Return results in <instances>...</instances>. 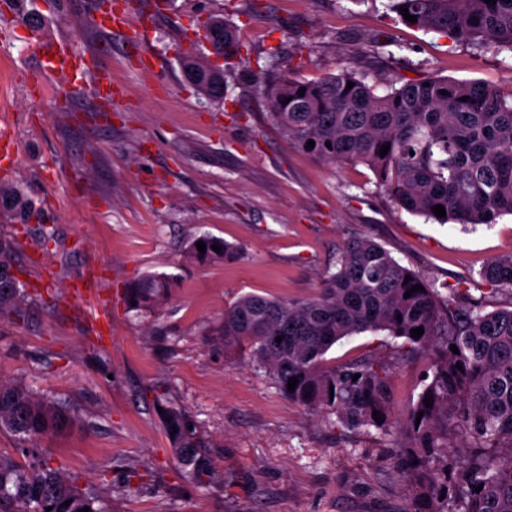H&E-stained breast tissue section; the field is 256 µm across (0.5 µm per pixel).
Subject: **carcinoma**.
I'll return each mask as SVG.
<instances>
[{
  "instance_id": "1",
  "label": "carcinoma",
  "mask_w": 512,
  "mask_h": 512,
  "mask_svg": "<svg viewBox=\"0 0 512 512\" xmlns=\"http://www.w3.org/2000/svg\"><path fill=\"white\" fill-rule=\"evenodd\" d=\"M401 6L417 16L416 23L404 20ZM388 7L405 25L476 49L512 50V0H390ZM204 38L212 53H224L225 68L240 56L236 29L224 17L207 22ZM269 66L279 70L267 87L269 116L296 147L330 163L366 165L394 204L439 224H492L512 214V101L497 90L427 78L378 94L347 70L317 81L295 79L279 68L275 51ZM182 68L205 99L224 98V72L194 57L183 58ZM349 82L354 83L350 89ZM387 143L390 149L382 156ZM0 204L23 223L35 213L19 189L0 186ZM436 205L444 206L446 216L435 215ZM201 241L205 252L193 240L189 257L238 258L232 244L212 237ZM17 248L16 237L0 235L1 322L23 323L28 317L25 290L4 283ZM416 285L423 290L404 297ZM471 285L512 291V256L489 262ZM173 287L167 275H147L127 289V301L135 302L133 310L153 311ZM420 326L423 334L411 337L410 330ZM368 331L401 340L394 346L396 359L376 350L340 363L326 358L339 340ZM218 335L226 346H247L256 367L288 400L336 416L341 430L378 431L386 440L378 462L406 482L405 512H512V309L484 313L467 287H456L445 298L383 246L355 239L338 253L334 271L314 295L287 299L244 293L224 309ZM453 344L459 353L451 351ZM425 355L431 359L426 383L416 402L396 418L390 392L395 365ZM293 378L298 384L290 391ZM430 396L433 405L427 406L424 399ZM75 417L54 397L0 381V432L17 440L15 455L0 454V512H83L86 507L106 512L101 496L79 487L77 478L53 466L38 448L40 440L62 432ZM162 427L182 476L213 488L209 464L198 452L202 441L195 423L172 405L163 409ZM460 436L468 451L450 462L448 449L458 447ZM67 501L70 505L63 506Z\"/></svg>"
}]
</instances>
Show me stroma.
Instances as JSON below:
<instances>
[{"instance_id": "1", "label": "stroma", "mask_w": 512, "mask_h": 512, "mask_svg": "<svg viewBox=\"0 0 512 512\" xmlns=\"http://www.w3.org/2000/svg\"><path fill=\"white\" fill-rule=\"evenodd\" d=\"M146 28L143 59L122 32L94 24L99 0H27L0 10V136L17 148L11 184L40 218L0 207V235L31 300L24 325L0 323V381L72 407L77 420L42 440L53 464L102 493L110 512H404L407 493L379 467L377 432H347L288 401L255 369L247 347H223L224 309L254 292L312 296L344 243L373 240L436 286H465L512 255V215L463 228L396 206L362 164H333L296 148L267 119L260 70L269 50L300 80L348 69L384 93L408 77L474 81L512 95V51L472 50L408 27L387 0H129ZM72 39L124 90L99 111L87 91L44 76L29 14ZM237 28L241 64L223 101L200 98L184 55L208 56V18ZM51 242H44V234ZM209 234L239 260L185 257ZM95 269L99 293L72 298ZM176 286L158 310L137 312L127 286L148 273ZM107 323L93 331L87 313ZM196 422L220 488L185 482L164 436L158 398Z\"/></svg>"}]
</instances>
